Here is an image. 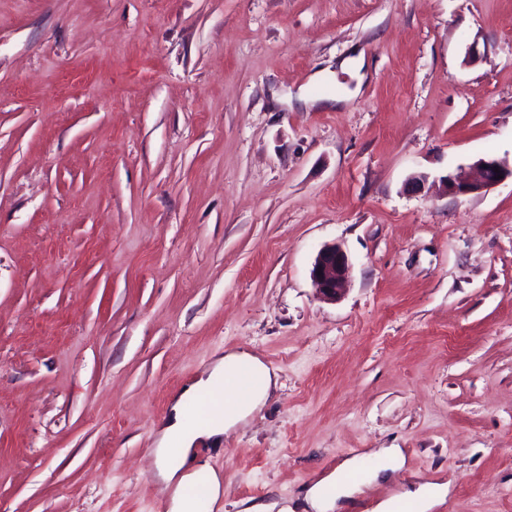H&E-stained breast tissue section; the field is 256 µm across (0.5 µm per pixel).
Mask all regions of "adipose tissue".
Returning <instances> with one entry per match:
<instances>
[{"label": "adipose tissue", "mask_w": 512, "mask_h": 512, "mask_svg": "<svg viewBox=\"0 0 512 512\" xmlns=\"http://www.w3.org/2000/svg\"><path fill=\"white\" fill-rule=\"evenodd\" d=\"M240 366L249 367L255 375L254 387L245 394L237 393L229 380ZM276 384V374L258 357L245 352H228L218 357L209 372L191 383L174 400L159 431L157 448L158 478L168 497V512H194L191 491L198 480H205L211 500L223 493V479L209 465L196 461L195 448L204 440L219 443L224 433L263 406ZM223 389L220 409L208 410L205 421L191 422L186 406L191 401ZM356 460H348L313 485L306 496L312 512H334L338 500L357 492L361 484L354 481Z\"/></svg>", "instance_id": "ef3b65f1"}]
</instances>
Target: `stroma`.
I'll list each match as a JSON object with an SVG mask.
<instances>
[{"label":"stroma","instance_id":"stroma-1","mask_svg":"<svg viewBox=\"0 0 512 512\" xmlns=\"http://www.w3.org/2000/svg\"><path fill=\"white\" fill-rule=\"evenodd\" d=\"M482 157L512 0H0V512H166L158 429L236 350L279 382L197 447L214 512L384 448L340 512H512V181L439 185ZM348 268L349 257L340 246H324L315 257L311 269V278L318 294L336 301L343 290Z\"/></svg>","mask_w":512,"mask_h":512}]
</instances>
